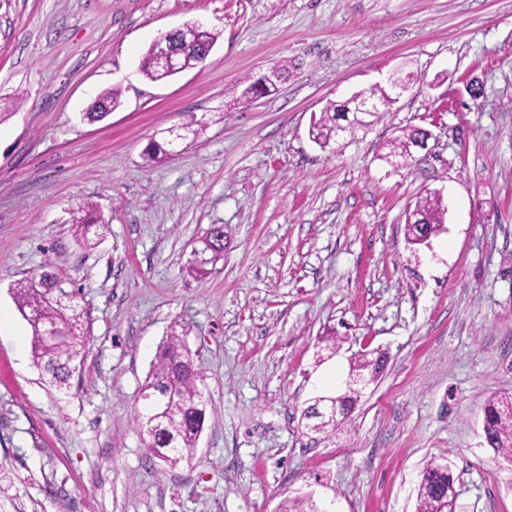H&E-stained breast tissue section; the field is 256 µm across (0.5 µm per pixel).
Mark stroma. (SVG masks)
Masks as SVG:
<instances>
[{
	"instance_id": "35a3bbf8",
	"label": "stroma",
	"mask_w": 512,
	"mask_h": 512,
	"mask_svg": "<svg viewBox=\"0 0 512 512\" xmlns=\"http://www.w3.org/2000/svg\"><path fill=\"white\" fill-rule=\"evenodd\" d=\"M197 17L217 36L206 60L147 79L151 43ZM280 64L272 95L243 99ZM408 72L383 119L310 138L328 102ZM112 87L120 107L84 120ZM0 98V512H278L288 497L416 512L433 457L454 512H512V464L483 432L485 405L512 393V0H0ZM191 116L197 134L150 159ZM409 127L431 153L398 169L389 142ZM429 189L443 227L412 245L406 214ZM87 202L110 226L92 249L71 225ZM213 224L224 253L199 278ZM47 262L91 316L83 378L62 390L12 295ZM177 322L207 413L172 467L132 414ZM373 349L381 377L310 442L302 410ZM220 225V224H218ZM202 248L195 249L193 255L195 256L194 260L191 262L189 266L190 272L194 273L196 276L202 277L206 274L205 266L213 261H216L218 257H220L221 253L224 250V227L220 225V230L214 234H206L201 239ZM210 253L211 259L208 261H200L196 258V255L201 254L205 256L207 253Z\"/></svg>"
}]
</instances>
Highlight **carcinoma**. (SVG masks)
<instances>
[{"mask_svg":"<svg viewBox=\"0 0 512 512\" xmlns=\"http://www.w3.org/2000/svg\"><path fill=\"white\" fill-rule=\"evenodd\" d=\"M217 36L208 32L198 40L188 35L179 38L183 68L202 63L216 43ZM121 105V91L107 89L99 93L96 103L84 118L90 122L104 120ZM359 111L353 101L331 102L313 121L311 130L317 144L327 147L334 138L341 122L356 123ZM424 130L413 128L391 143L390 155L401 156L418 140ZM93 205L78 208L72 219V229L77 240L86 247L97 245L109 230V225L93 216ZM413 223L405 225L409 243L421 245L439 232L443 212L440 199L431 193L420 197L415 205ZM202 248L194 254L210 255L211 260L220 257L224 250V230L206 234L201 239ZM14 298L22 315L36 310L38 319L57 324L66 331V337L49 342L40 336L36 325H31L32 353L36 365L49 377L50 383L59 389L70 387V381L81 370L83 350L90 333V313L78 301L73 291L61 286L52 266L42 268L41 280L26 277L13 287ZM190 327L178 323L170 327L166 339L152 365V370L140 390L141 409L134 412L133 422L144 438L147 453L169 465H175L192 455L196 448V436L203 430L206 402L196 381L199 372L194 365L186 337ZM387 362V353H362L351 359L350 370L364 375L380 376ZM484 431L488 445L498 456L512 462V394L501 395L485 407ZM453 474L448 465L432 458L425 467L418 488L417 512H453ZM279 512H318L308 498H286L279 505Z\"/></svg>","mask_w":512,"mask_h":512,"instance_id":"carcinoma-1","label":"carcinoma"}]
</instances>
